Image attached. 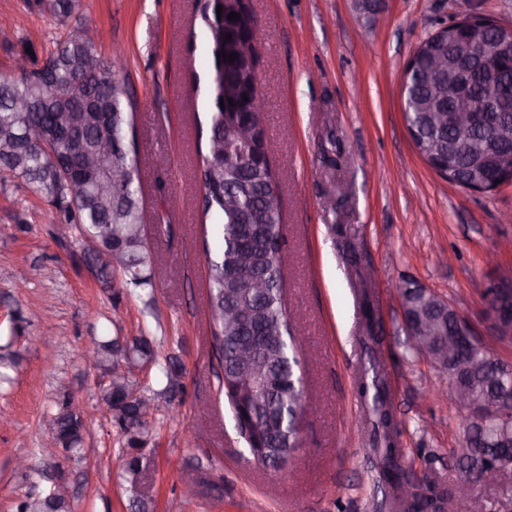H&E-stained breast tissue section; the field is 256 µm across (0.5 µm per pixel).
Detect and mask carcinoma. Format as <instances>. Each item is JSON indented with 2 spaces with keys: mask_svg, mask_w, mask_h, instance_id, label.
Returning <instances> with one entry per match:
<instances>
[{
  "mask_svg": "<svg viewBox=\"0 0 512 512\" xmlns=\"http://www.w3.org/2000/svg\"><path fill=\"white\" fill-rule=\"evenodd\" d=\"M36 5L46 11L57 23L63 25L79 16L82 0H36ZM199 15L210 35L212 59V83L210 120L207 143L214 135L224 134V157L218 158L212 148L198 150V174L204 188L201 205V225L207 219L216 218L215 226L221 240L220 248L207 256L209 309L212 348L215 349L219 366L218 391L225 392L229 404L235 396L227 387H237V382H224V377H233L237 369V353L242 347L252 346L253 340L275 331L278 339L263 343L258 368L261 377L272 380L271 386L260 381L246 382L238 387L241 399L253 407V414L264 433L268 447L277 449L267 466L280 470L292 464L300 447L304 366L299 358L302 341L296 336L288 314L286 303L287 283L284 276L286 240L283 234L282 211L263 209L267 195L279 188L272 168L262 167L250 148L243 144L242 136L252 133L267 139L266 129H255L251 116L242 115L235 124L230 123L227 112L230 106L220 107L224 98V77L218 66V41L212 28V10L204 4ZM86 64L83 70L85 94L93 100L92 112L105 113L104 121L97 125L91 121L84 124L78 136H58L54 139L56 156H66L79 147L86 152L94 151L95 142L103 137L109 141H127L129 149L125 155L108 159V164L127 170L125 180L118 186L116 195L129 199V204L119 210L112 208V198L99 195L98 173L89 169L74 173L70 179L59 177L55 163L41 149L19 147L10 156L0 153V171L25 179L38 190L46 191L58 203L57 212L62 224H80L83 233L91 238L113 240L121 245L120 257L115 267L128 277V283L136 286H154L151 276L145 274L152 266V255L145 242L144 204L138 167V150L135 139L129 137L132 128L135 103L115 84L116 68L121 60L118 53L109 56L102 53L100 42L87 35L82 28H72L64 39L56 42L48 53L45 63L52 87L42 83V75L33 71L28 76L0 75V149L3 140L18 137L30 123L54 131L73 127L79 121L77 113L82 108H67L64 99L70 97L71 89L78 77L74 63ZM429 61L417 59L413 72L405 77L402 85L404 117L420 138L448 140L453 134L432 122L433 109L437 106L438 89L428 75ZM501 79L497 72L481 75L477 97L485 98L496 90ZM27 102L30 110L20 112L16 103ZM484 137L480 132L463 142L460 147L459 175L465 180L471 176V159L483 148ZM260 213L261 224L257 225L256 245L246 243L242 220L253 213ZM248 271L262 279V293L249 292L239 277ZM400 297L413 312L427 313L436 322L437 333L433 337L429 352L437 354L446 344L448 333L453 331L455 321L440 306L438 297L409 281L400 285ZM236 307L242 312L240 321L227 318V311ZM382 341L374 320L366 324L363 343L369 353L370 367L364 369L359 388L368 402L369 444L377 461L380 478L391 489L388 506L396 512H446L450 501L457 496V489L441 488L429 481L425 473L404 470L401 464V449L396 447L399 427L391 411L389 390L382 369L377 365L375 346ZM151 341L140 336L127 348L126 359L141 363L148 360L157 363ZM471 362L481 364L487 348L481 340L467 341L461 346ZM476 389L492 394L496 391L512 393V367L503 364L498 372L483 374L469 379ZM139 394V398L155 400L157 396L143 390L140 377L132 372L123 381L112 385V390H101V399L110 404L111 395L120 398ZM112 425L128 448H139L144 443L146 424L138 428L127 426L128 412L116 408L111 411ZM60 425V434L65 442L64 450L74 455L83 451V431L75 413L67 404L55 413ZM124 459L122 478L134 485L140 457L120 453Z\"/></svg>",
  "mask_w": 512,
  "mask_h": 512,
  "instance_id": "obj_1",
  "label": "carcinoma"
}]
</instances>
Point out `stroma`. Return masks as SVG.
Instances as JSON below:
<instances>
[{
  "label": "stroma",
  "mask_w": 512,
  "mask_h": 512,
  "mask_svg": "<svg viewBox=\"0 0 512 512\" xmlns=\"http://www.w3.org/2000/svg\"><path fill=\"white\" fill-rule=\"evenodd\" d=\"M196 0H83L82 22L105 30L104 52L121 46L120 73L136 104L154 287L101 282L79 225L55 223L52 198L0 173V346L16 362L0 390V512L58 488L72 512H390L361 419L358 379L377 357L399 423L402 466L447 486L464 472L452 456L464 432L453 399L432 398L446 374L408 350L397 291L417 283L446 300L499 358L512 340L489 333L487 291L512 270V184L465 191L439 177L407 132L400 86L416 47L440 23L472 14L512 24V0H250L258 19L261 92L270 158L283 200L288 310L306 341V422L298 471L263 467L218 399L205 306V250L198 208V131L210 110V55ZM64 29L23 0H0V73L33 47L53 50ZM335 137L341 153L321 150ZM498 265H489L488 253ZM383 338L369 354L367 317ZM145 336L172 360L178 391L156 411L142 454L151 460L139 491L119 471V435L99 393L102 370L86 345ZM68 401L84 424L83 455L46 456L47 414ZM25 457L28 468L15 460ZM193 473V485L183 481ZM447 512H512V466L492 485H473Z\"/></svg>",
  "instance_id": "35a3bbf8"
}]
</instances>
